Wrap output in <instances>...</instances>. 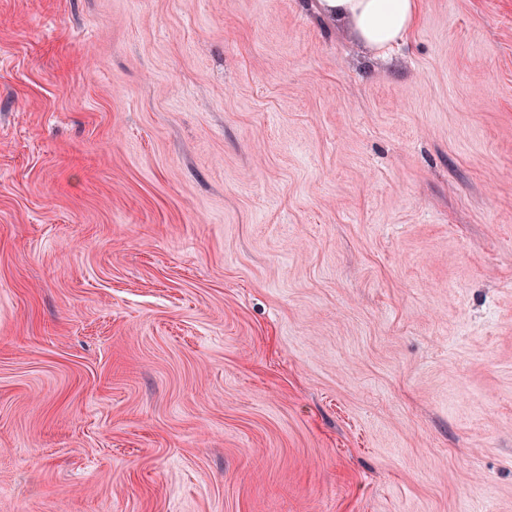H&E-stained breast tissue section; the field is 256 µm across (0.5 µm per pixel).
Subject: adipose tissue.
Segmentation results:
<instances>
[{
	"mask_svg": "<svg viewBox=\"0 0 512 512\" xmlns=\"http://www.w3.org/2000/svg\"><path fill=\"white\" fill-rule=\"evenodd\" d=\"M322 12L350 22L363 44L383 49L403 42L412 31L418 0H318Z\"/></svg>",
	"mask_w": 512,
	"mask_h": 512,
	"instance_id": "adipose-tissue-1",
	"label": "adipose tissue"
}]
</instances>
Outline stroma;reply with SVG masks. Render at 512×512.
Returning <instances> with one entry per match:
<instances>
[{
    "label": "stroma",
    "mask_w": 512,
    "mask_h": 512,
    "mask_svg": "<svg viewBox=\"0 0 512 512\" xmlns=\"http://www.w3.org/2000/svg\"><path fill=\"white\" fill-rule=\"evenodd\" d=\"M316 3L0 0V512H512V0ZM322 12L350 22L363 44L383 49L406 40L417 15L418 0H319Z\"/></svg>",
    "instance_id": "35a3bbf8"
}]
</instances>
